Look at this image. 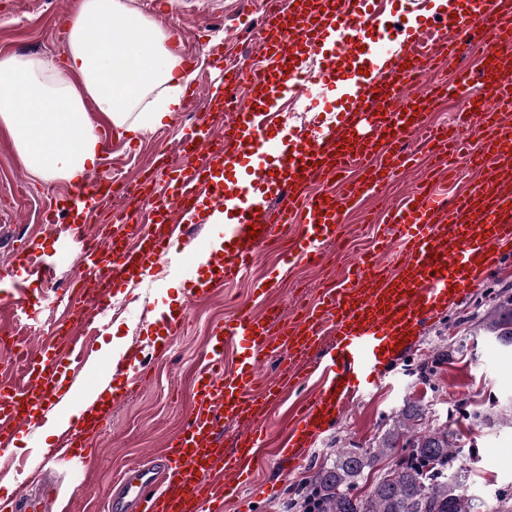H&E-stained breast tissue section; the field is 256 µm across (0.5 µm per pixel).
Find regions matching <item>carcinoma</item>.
<instances>
[{
  "label": "carcinoma",
  "instance_id": "carcinoma-1",
  "mask_svg": "<svg viewBox=\"0 0 512 512\" xmlns=\"http://www.w3.org/2000/svg\"><path fill=\"white\" fill-rule=\"evenodd\" d=\"M480 325L486 336L512 348L509 289L495 294ZM424 417L421 405L406 403L375 447L337 452L310 476L303 496L288 500L287 512H477L456 433L427 428ZM370 473L374 482L358 491Z\"/></svg>",
  "mask_w": 512,
  "mask_h": 512
}]
</instances>
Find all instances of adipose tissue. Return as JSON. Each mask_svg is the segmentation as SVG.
Masks as SVG:
<instances>
[{
    "label": "adipose tissue",
    "mask_w": 512,
    "mask_h": 512,
    "mask_svg": "<svg viewBox=\"0 0 512 512\" xmlns=\"http://www.w3.org/2000/svg\"><path fill=\"white\" fill-rule=\"evenodd\" d=\"M163 28L125 0H80L62 60L0 56V124L35 178L83 185L99 162L86 101L123 134L164 126L190 80Z\"/></svg>",
    "instance_id": "ef3b65f1"
}]
</instances>
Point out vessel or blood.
Masks as SVG:
<instances>
[{"label": "vessel or blood", "instance_id": "1", "mask_svg": "<svg viewBox=\"0 0 512 512\" xmlns=\"http://www.w3.org/2000/svg\"><path fill=\"white\" fill-rule=\"evenodd\" d=\"M505 0H471L467 14L450 18L442 38L421 32L407 36L388 26L376 0H272L252 37L262 47L258 59L224 69V86L209 92L207 107L183 142L185 160L171 167L159 156L139 183L105 178L78 187L43 212L46 224L65 223L82 233L105 202L122 196L118 222L105 244L84 243L77 285L61 323L39 337L36 348H18L21 384L0 388V456H8L14 431L54 411L68 364L82 363L86 346L72 322L104 313L111 287L141 284L164 261L166 244L184 224L203 223L202 205L232 210L236 221L224 227V252L215 259L224 281L243 274L259 252L281 235L286 224L298 233L289 259L316 261L335 240L345 210L384 193L401 167L426 152L441 161L465 159L478 178L452 196L419 185L388 210L398 241L392 261L384 247L357 259L352 277L329 288L316 303L297 305L291 316L274 306L247 309L213 326L217 344L238 347L243 357L234 370L210 358L194 382V403L181 429L147 462L128 466L109 496L108 512H218L228 496L227 477L246 488L252 463L265 442L263 417L284 390L298 392L295 411L285 420L287 436L276 448L283 459L297 458L342 414L361 384L385 378L396 354L424 323L461 297L478 280L512 257V127L501 121L512 112V29L501 23ZM374 30L370 52L387 47L399 66L360 76L335 122L295 133L279 121L281 100L295 95L314 77L309 64L333 31V48L363 40ZM477 53L484 102L468 93L470 77L455 84L416 89V82L439 59ZM251 95L240 98L241 83ZM464 98L458 126L429 121L435 103L450 93ZM223 122L224 132L212 127ZM277 133H270L271 124ZM253 159V170L231 184L212 173ZM170 182L157 188L159 176ZM256 236H249V229ZM40 240L10 264L11 276L41 281L54 271L41 260ZM295 355L287 383L254 387L260 368L281 350ZM143 350L129 346L117 366L128 391L144 382ZM321 385L301 396L311 378ZM102 405L90 422L69 425L49 458L89 463L93 437L111 417ZM239 426L233 448H225V425Z\"/></svg>", "mask_w": 512, "mask_h": 512}]
</instances>
